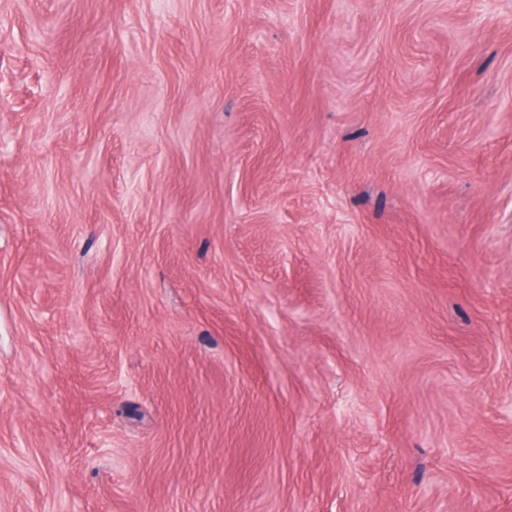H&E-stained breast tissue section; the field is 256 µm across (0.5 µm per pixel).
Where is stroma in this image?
Returning a JSON list of instances; mask_svg holds the SVG:
<instances>
[{"label":"stroma","instance_id":"obj_1","mask_svg":"<svg viewBox=\"0 0 512 512\" xmlns=\"http://www.w3.org/2000/svg\"><path fill=\"white\" fill-rule=\"evenodd\" d=\"M0 512H512V0H0Z\"/></svg>","mask_w":512,"mask_h":512}]
</instances>
